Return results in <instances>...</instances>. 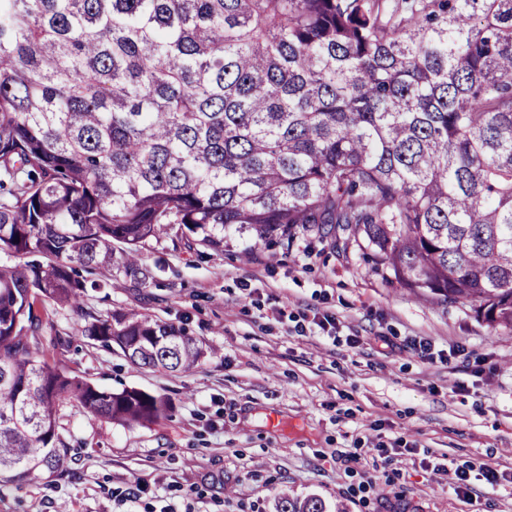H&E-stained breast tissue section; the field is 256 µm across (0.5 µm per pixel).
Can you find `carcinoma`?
Here are the masks:
<instances>
[{
	"label": "carcinoma",
	"mask_w": 512,
	"mask_h": 512,
	"mask_svg": "<svg viewBox=\"0 0 512 512\" xmlns=\"http://www.w3.org/2000/svg\"><path fill=\"white\" fill-rule=\"evenodd\" d=\"M340 229L404 288L512 329V0H0V488L72 459L68 404L145 425L32 345L75 267L144 286L176 232L224 251ZM134 366L188 372L186 328L134 312L78 329ZM277 512H325L317 497Z\"/></svg>",
	"instance_id": "obj_1"
}]
</instances>
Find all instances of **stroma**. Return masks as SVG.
Masks as SVG:
<instances>
[{"label": "stroma", "mask_w": 512, "mask_h": 512, "mask_svg": "<svg viewBox=\"0 0 512 512\" xmlns=\"http://www.w3.org/2000/svg\"><path fill=\"white\" fill-rule=\"evenodd\" d=\"M143 258L149 285L102 272L79 308L38 302L37 337L71 375L164 396L167 418L127 427L62 408L72 461L0 489V512H276L284 496L319 497L326 512H512V484L482 476L512 472V330H491L469 302L403 288L339 231L301 233L287 250L232 232L220 252L171 234ZM128 309L186 326L205 358L169 375L79 332L87 315ZM323 315L335 329L316 325ZM56 336L67 344L53 347ZM416 337L458 355L429 361ZM382 443L376 471L343 458ZM463 467L465 498L452 490Z\"/></svg>", "instance_id": "1"}]
</instances>
